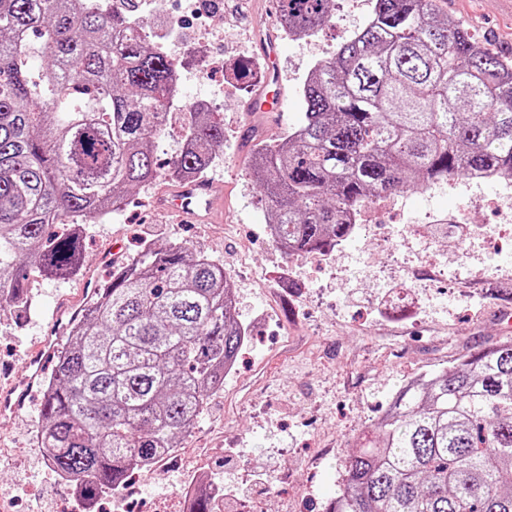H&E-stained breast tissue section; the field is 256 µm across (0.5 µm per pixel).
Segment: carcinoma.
Here are the masks:
<instances>
[{
  "instance_id": "cac0c4a2",
  "label": "carcinoma",
  "mask_w": 512,
  "mask_h": 512,
  "mask_svg": "<svg viewBox=\"0 0 512 512\" xmlns=\"http://www.w3.org/2000/svg\"><path fill=\"white\" fill-rule=\"evenodd\" d=\"M0 0V306L27 271L79 276L84 226L160 178L157 115L180 62L155 44L141 0ZM334 0H279L310 35ZM44 66L33 70L29 34ZM288 135L259 144L254 179L285 250L328 253L365 203L413 181L512 172V60L448 20L438 0H371L362 27L316 64ZM224 123L188 112L169 176L206 171ZM224 265L148 245L97 293L58 356L39 413L52 470L91 504L178 445L243 348ZM190 512H218L211 495ZM328 512H512V339L400 389L341 464Z\"/></svg>"
}]
</instances>
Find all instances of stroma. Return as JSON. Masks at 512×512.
<instances>
[{"instance_id":"obj_1","label":"stroma","mask_w":512,"mask_h":512,"mask_svg":"<svg viewBox=\"0 0 512 512\" xmlns=\"http://www.w3.org/2000/svg\"><path fill=\"white\" fill-rule=\"evenodd\" d=\"M333 23L305 41L281 39L279 66L288 114L246 117L242 104L263 75L229 84V67L260 59L253 21L266 0H227L182 18L178 0H150L142 14L182 62L181 106L155 141L167 167L183 134V106L214 103L224 124L207 177L223 182L224 207L209 222L182 224L157 209V185L133 189L111 218L87 225L81 276L50 281L32 272L26 286L34 316L0 309V388L25 385L29 353L43 345L58 302L76 310L142 244L184 243L223 264L237 297L239 320L250 328L236 374L208 400L191 437L164 467L129 483L130 512H156L160 495L177 496L194 480L222 484L224 512H326L335 498L339 465L355 437L370 430L393 393L419 376L453 371L473 352L512 337V239L499 233L495 212L472 211L473 231L428 226L433 261L445 276L421 270L423 257L406 232L419 214L458 211L467 184L456 191L415 185L378 202L370 225L330 253L290 255L264 232L269 203L251 176L255 141L275 138L300 116L297 90L343 37L360 28L368 0H335ZM484 48L512 60V17L498 0H440ZM55 362L47 360L24 408L0 419V485L24 474L27 489L0 500V512H84L72 486L47 466L38 446V411Z\"/></svg>"}]
</instances>
